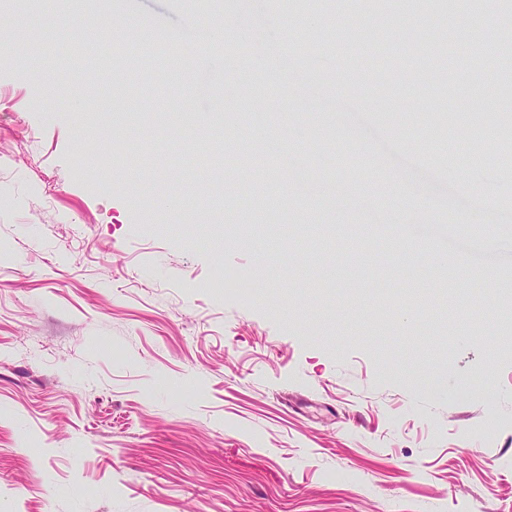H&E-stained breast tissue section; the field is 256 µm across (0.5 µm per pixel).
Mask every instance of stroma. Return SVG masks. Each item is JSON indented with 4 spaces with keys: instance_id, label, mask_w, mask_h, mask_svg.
<instances>
[{
    "instance_id": "obj_1",
    "label": "stroma",
    "mask_w": 512,
    "mask_h": 512,
    "mask_svg": "<svg viewBox=\"0 0 512 512\" xmlns=\"http://www.w3.org/2000/svg\"><path fill=\"white\" fill-rule=\"evenodd\" d=\"M378 1L358 15L400 40L325 43L284 0H232L184 98L150 62L91 71L44 48L120 51L103 29L116 2L179 33L165 57L180 62L201 38L192 0L75 2L69 30L0 0V512H512V346L486 307L496 276L471 271L512 272V171L432 163L429 121L437 100L467 122L477 97L512 121V97L452 43L434 98L418 47L451 17ZM15 28L32 35L11 44ZM299 34L304 80L279 68ZM347 66L352 95L380 107L346 115L348 138L327 118L335 90L312 80ZM263 71L257 116L238 88ZM184 109L222 113L243 158L208 169L207 127L157 117ZM290 161L307 184L263 186L289 208L204 206ZM350 175L372 219L323 194ZM257 222L281 238L248 234ZM298 225L318 228L316 256L286 241Z\"/></svg>"
}]
</instances>
